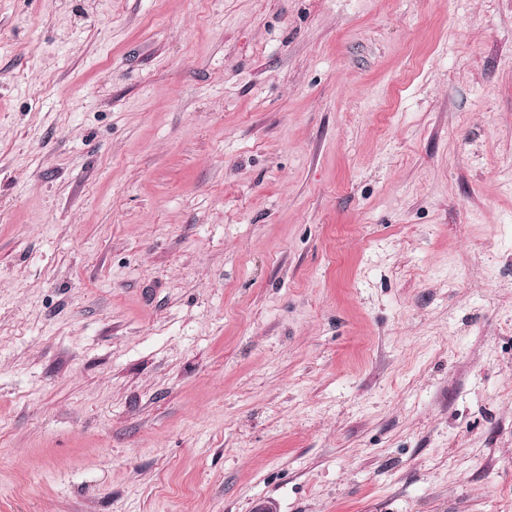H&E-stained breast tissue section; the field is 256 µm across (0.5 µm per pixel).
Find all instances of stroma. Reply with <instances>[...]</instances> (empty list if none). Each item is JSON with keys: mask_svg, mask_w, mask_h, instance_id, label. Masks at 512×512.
<instances>
[{"mask_svg": "<svg viewBox=\"0 0 512 512\" xmlns=\"http://www.w3.org/2000/svg\"><path fill=\"white\" fill-rule=\"evenodd\" d=\"M512 512V0H0V512Z\"/></svg>", "mask_w": 512, "mask_h": 512, "instance_id": "35a3bbf8", "label": "stroma"}]
</instances>
